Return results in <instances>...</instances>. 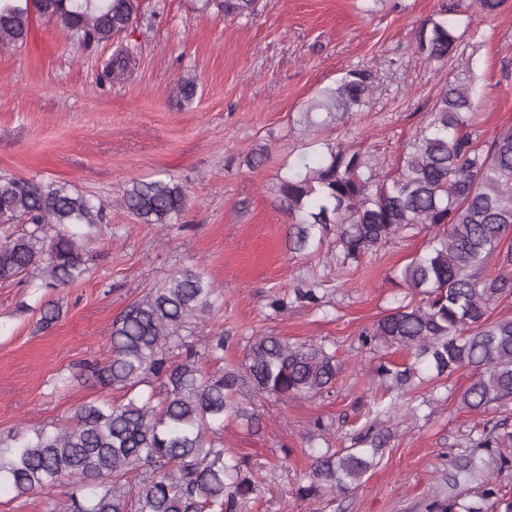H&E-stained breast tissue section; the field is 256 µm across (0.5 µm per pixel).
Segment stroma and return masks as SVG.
Wrapping results in <instances>:
<instances>
[{
	"mask_svg": "<svg viewBox=\"0 0 512 512\" xmlns=\"http://www.w3.org/2000/svg\"><path fill=\"white\" fill-rule=\"evenodd\" d=\"M198 6L143 0L127 38L137 63L120 80H99L113 44L79 50L54 20L34 22L23 47L0 50V176L68 183L104 201L107 219L87 243L90 276L55 292L62 313L50 328L37 327L39 295L0 285V433L62 426L86 401L121 400L81 376L80 362L103 357L126 306L191 267L212 282L216 302L184 335L200 348L219 334L228 339L209 371L241 364L251 338L263 334L325 344L342 363L331 394L252 398L260 431L225 422V448L262 469L263 491L249 512H426L446 487L449 449L482 420L459 402L466 369L414 386L404 399L414 418L379 422L389 437L356 489L331 504L295 491L310 448L349 447L366 423L369 401L383 392L376 365L408 360L403 348H360L358 335L392 306V270L424 251L429 234L387 242L346 267L330 238L298 253L288 246L292 220L276 185L303 147L326 139L374 155L380 174H394L450 79L472 85L485 135L512 127V0L491 17L474 0H258L256 13L231 21ZM443 9L463 34L447 59L430 62L416 53L414 31ZM363 66L374 76L368 111L327 130L302 123L320 89ZM186 75L198 91L181 106L175 85ZM263 147L268 159L250 169L247 157ZM165 175L186 192L179 223H137L119 204L126 183ZM314 279L325 288L323 308L270 309L272 296ZM319 418L328 427L321 436ZM67 502L59 487L2 498L0 512H63Z\"/></svg>",
	"mask_w": 512,
	"mask_h": 512,
	"instance_id": "stroma-1",
	"label": "stroma"
}]
</instances>
